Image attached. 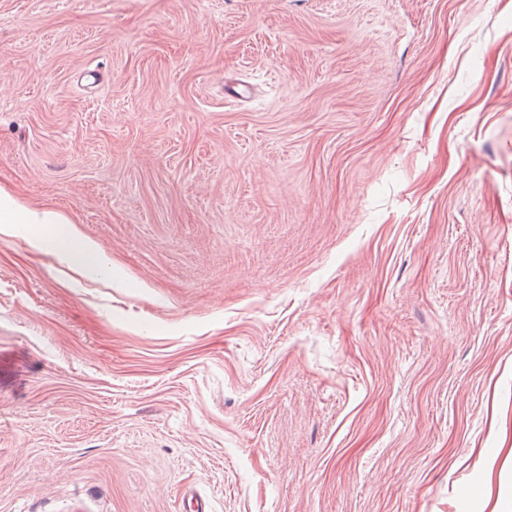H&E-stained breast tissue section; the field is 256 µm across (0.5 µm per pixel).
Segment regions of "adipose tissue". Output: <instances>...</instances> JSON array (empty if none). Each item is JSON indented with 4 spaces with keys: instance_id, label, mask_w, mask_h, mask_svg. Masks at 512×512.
<instances>
[{
    "instance_id": "obj_1",
    "label": "adipose tissue",
    "mask_w": 512,
    "mask_h": 512,
    "mask_svg": "<svg viewBox=\"0 0 512 512\" xmlns=\"http://www.w3.org/2000/svg\"><path fill=\"white\" fill-rule=\"evenodd\" d=\"M19 224L32 226L35 247L52 250L67 266L91 272L103 262L96 243L77 231L69 215L27 205L0 189V233H11Z\"/></svg>"
}]
</instances>
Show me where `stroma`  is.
Wrapping results in <instances>:
<instances>
[{
	"instance_id": "obj_1",
	"label": "stroma",
	"mask_w": 512,
	"mask_h": 512,
	"mask_svg": "<svg viewBox=\"0 0 512 512\" xmlns=\"http://www.w3.org/2000/svg\"><path fill=\"white\" fill-rule=\"evenodd\" d=\"M0 185V512L512 501V0H0ZM0 233L10 234L15 224H29L38 249H50L70 268L95 272L103 263L101 252L93 241L84 238L75 221L50 207H34L22 203L0 187Z\"/></svg>"
}]
</instances>
